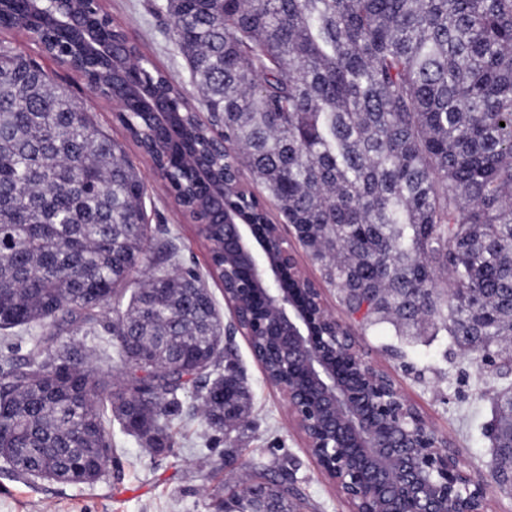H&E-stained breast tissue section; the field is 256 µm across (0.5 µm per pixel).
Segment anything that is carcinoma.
Wrapping results in <instances>:
<instances>
[{
	"label": "carcinoma",
	"mask_w": 512,
	"mask_h": 512,
	"mask_svg": "<svg viewBox=\"0 0 512 512\" xmlns=\"http://www.w3.org/2000/svg\"><path fill=\"white\" fill-rule=\"evenodd\" d=\"M172 38L209 123L180 84L145 58L152 92L177 104L184 135L213 169L212 186L171 147L173 190L205 212L224 167H245L276 204L344 310L396 336L441 332L480 372H512V0H167ZM7 3L0 28H28ZM43 42L83 59L52 29ZM155 141L148 118L121 119ZM234 154H203L213 131ZM148 186L36 61L0 43V339L39 326L18 361L0 355V457L24 479L89 484L106 473L112 422L162 454L180 395L193 387L206 428L234 444L249 392L225 359L224 320L203 276L176 263L146 224ZM250 224L268 216L231 193ZM149 272L129 290L130 275ZM448 272V288L437 275ZM92 362L72 333L103 317ZM69 335H64V332ZM224 372H219V369ZM512 440V386L495 392ZM256 482L224 512H294L288 464L253 467Z\"/></svg>",
	"instance_id": "cac0c4a2"
}]
</instances>
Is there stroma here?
Here are the masks:
<instances>
[{
    "label": "stroma",
    "instance_id": "1",
    "mask_svg": "<svg viewBox=\"0 0 512 512\" xmlns=\"http://www.w3.org/2000/svg\"><path fill=\"white\" fill-rule=\"evenodd\" d=\"M164 2L104 0V6L153 64L185 84L189 81L186 63L170 38L172 21ZM54 72L73 99L91 109L98 125L124 143L127 157L149 185V224L167 230L183 265L207 270L206 243L175 205L165 182L128 142L113 111L91 104L85 81L76 73L61 66ZM355 337L365 358L391 376L433 430L458 452L466 471L485 479L486 512H512V493L491 479V441L477 428L478 423L491 420L492 400L480 396L479 374L468 358L458 347H445L439 336L398 338L387 323L378 330H356ZM233 358L251 391L249 425L235 442V469L224 466L223 441L202 443L199 402L188 393L183 397L182 418L169 427L172 453L150 454L134 437L113 429L115 460L108 474L95 483H26L0 460V512H213L215 494L229 486L246 488L250 466L256 462L289 464L304 498L299 512H349L348 503L318 470L288 417L282 393L266 381L244 336H236Z\"/></svg>",
    "mask_w": 512,
    "mask_h": 512
}]
</instances>
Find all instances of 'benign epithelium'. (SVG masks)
Instances as JSON below:
<instances>
[{"instance_id": "7a95c632", "label": "benign epithelium", "mask_w": 512, "mask_h": 512, "mask_svg": "<svg viewBox=\"0 0 512 512\" xmlns=\"http://www.w3.org/2000/svg\"><path fill=\"white\" fill-rule=\"evenodd\" d=\"M54 29L76 31L92 53L108 50L109 36L99 13L74 9L73 0H37ZM124 91L91 83L93 102L119 112L129 99L122 73H113ZM136 104L152 113L163 138L179 131L174 106L138 93ZM213 215L224 223V253L248 259L249 286L264 306L258 320L264 335L287 356L277 388L292 421L320 471L351 504V512H471L470 496L483 483L461 466L451 448L416 412L397 387L380 390L382 380L356 338L336 318L319 288L295 261L280 224H248L212 197ZM285 243L269 255L268 240Z\"/></svg>"}]
</instances>
